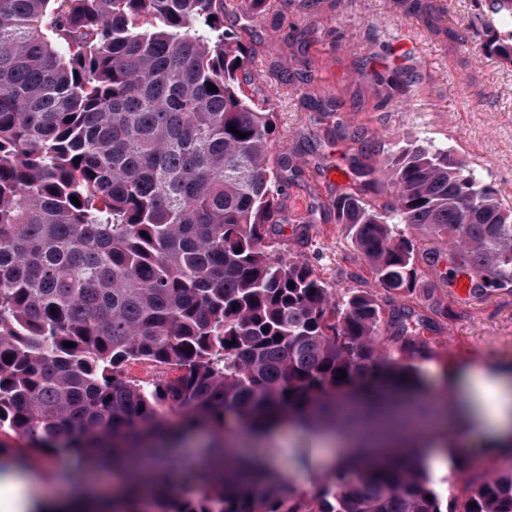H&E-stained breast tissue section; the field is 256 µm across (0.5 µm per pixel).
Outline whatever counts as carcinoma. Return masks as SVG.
Returning <instances> with one entry per match:
<instances>
[{"label":"carcinoma","instance_id":"1","mask_svg":"<svg viewBox=\"0 0 512 512\" xmlns=\"http://www.w3.org/2000/svg\"><path fill=\"white\" fill-rule=\"evenodd\" d=\"M227 2L0 0V436L25 459H78L65 475L77 487L156 463L102 512H512L511 466L440 492L417 429L428 406L377 402L421 389V316L330 287L278 243L296 168L274 113L244 90L250 57ZM483 7L481 50L512 62V33L494 25L512 7ZM388 168L383 206L360 191L333 202L375 282L415 291L413 228L456 246L475 287L512 285V207L493 186L429 144ZM383 329L403 338L398 356L379 349ZM134 363L163 374L133 376ZM377 414L403 442L323 464L311 494L237 455L243 434L281 421L312 433ZM198 431L207 451L175 466L168 444Z\"/></svg>","mask_w":512,"mask_h":512}]
</instances>
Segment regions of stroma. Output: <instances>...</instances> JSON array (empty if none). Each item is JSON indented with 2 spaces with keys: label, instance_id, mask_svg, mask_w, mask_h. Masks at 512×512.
Listing matches in <instances>:
<instances>
[{
  "label": "stroma",
  "instance_id": "1",
  "mask_svg": "<svg viewBox=\"0 0 512 512\" xmlns=\"http://www.w3.org/2000/svg\"><path fill=\"white\" fill-rule=\"evenodd\" d=\"M446 9L442 31L405 13L396 0H267L258 23L239 18L242 43L254 74L246 91L273 112L280 144L292 152L301 176L288 191V224L281 238L334 288H370L374 282L332 208L336 194L353 185L347 160L365 154L380 181H387L385 157L412 140L448 148L512 206V63L484 54L483 26L476 19L481 0H436ZM475 21L461 39L448 37L459 20ZM309 27L305 55L292 48L293 29ZM395 78L393 96L379 76ZM332 99L338 111L322 117L308 106ZM343 124L348 136L327 131ZM454 246L420 241L421 286L414 294L391 293L395 306H411L428 324L421 336L426 355L416 365L426 395L463 397L466 383L451 385L460 369L490 370L512 364V288L472 291L459 299L450 286ZM442 466L435 480L452 475L458 457L473 471L506 466L470 430L448 427Z\"/></svg>",
  "mask_w": 512,
  "mask_h": 512
}]
</instances>
